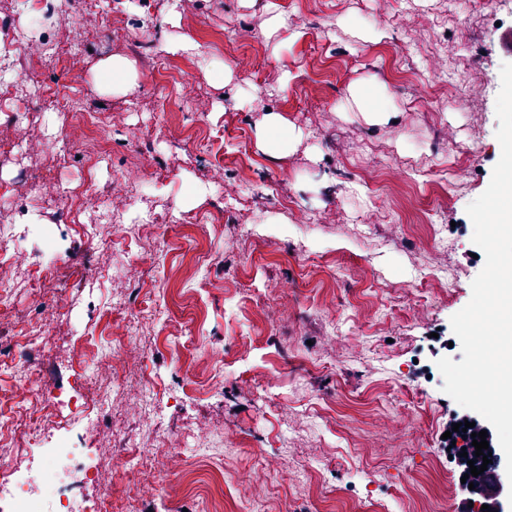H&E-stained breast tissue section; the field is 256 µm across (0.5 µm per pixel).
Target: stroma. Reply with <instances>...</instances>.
Returning <instances> with one entry per match:
<instances>
[{
	"label": "stroma",
	"mask_w": 512,
	"mask_h": 512,
	"mask_svg": "<svg viewBox=\"0 0 512 512\" xmlns=\"http://www.w3.org/2000/svg\"><path fill=\"white\" fill-rule=\"evenodd\" d=\"M60 2L72 25H44L38 53L18 45L26 84L0 97V195L39 200L24 215L0 207V240L29 223L66 262L49 300L25 271L0 286V323L60 309L59 330L30 356L51 386L67 380L71 340L113 350L114 320L148 353L158 394L142 416L120 398L91 416L105 445L86 464L110 478L112 512L131 502L152 512H454L462 488L436 440L457 404L411 383L407 364L430 333L450 330L484 265L466 208L501 156L496 99L512 61L486 0H143L118 13L110 0ZM136 24L155 34L144 59L123 37ZM77 28L90 38L74 50ZM192 43L199 95L185 100L157 62ZM437 55L444 72L417 85ZM115 56L131 59L137 80L112 93L102 64ZM362 85L388 99L378 118L351 103ZM68 98L111 128L140 123L141 143L113 136L98 166L88 139L60 163L75 120ZM273 113L295 134L284 152L262 137ZM451 154L470 164L467 185L440 174ZM399 161L407 174L388 183ZM22 169L32 183L17 182ZM122 171L144 179L139 196L115 184ZM91 183L111 184L109 211L150 212L155 224L106 243L56 223L64 193ZM213 349L223 362L204 358ZM392 414L417 428L383 432ZM198 426L209 449L181 448ZM229 432L238 447H225ZM149 441L182 451L183 481L148 463L113 476V456ZM267 457L281 460L278 475L264 470ZM242 475L262 481L264 496L234 501ZM155 481L172 492L149 498Z\"/></svg>",
	"instance_id": "35a3bbf8"
}]
</instances>
